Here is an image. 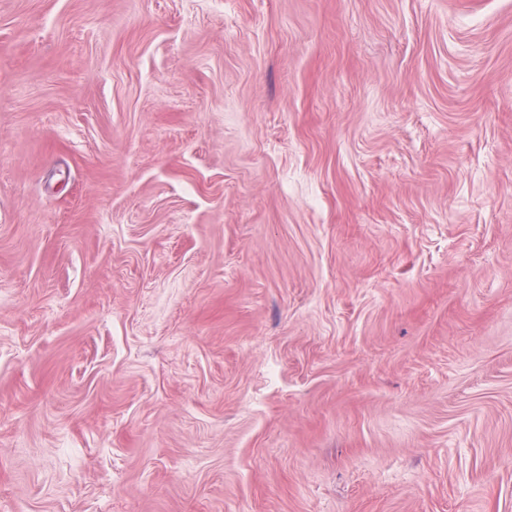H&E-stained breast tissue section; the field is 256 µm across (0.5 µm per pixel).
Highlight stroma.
Wrapping results in <instances>:
<instances>
[{
	"mask_svg": "<svg viewBox=\"0 0 512 512\" xmlns=\"http://www.w3.org/2000/svg\"><path fill=\"white\" fill-rule=\"evenodd\" d=\"M0 512H512V0H0Z\"/></svg>",
	"mask_w": 512,
	"mask_h": 512,
	"instance_id": "stroma-1",
	"label": "stroma"
}]
</instances>
